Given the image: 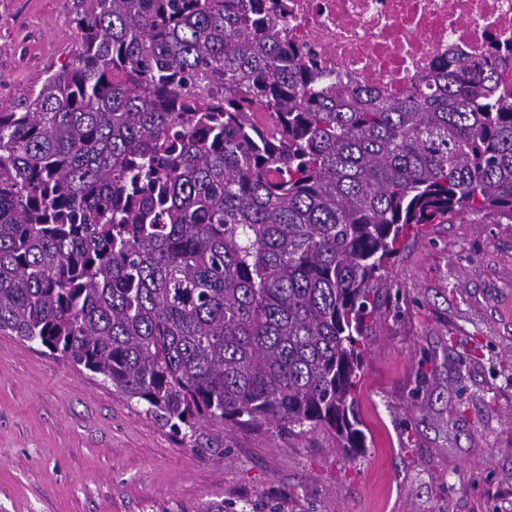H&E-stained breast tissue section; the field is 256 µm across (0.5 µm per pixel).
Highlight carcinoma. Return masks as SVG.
Masks as SVG:
<instances>
[{
  "label": "carcinoma",
  "instance_id": "1",
  "mask_svg": "<svg viewBox=\"0 0 512 512\" xmlns=\"http://www.w3.org/2000/svg\"><path fill=\"white\" fill-rule=\"evenodd\" d=\"M81 51L0 112V334L204 422L365 448L367 335L401 241L512 220V44L403 95L344 84L279 0H85Z\"/></svg>",
  "mask_w": 512,
  "mask_h": 512
}]
</instances>
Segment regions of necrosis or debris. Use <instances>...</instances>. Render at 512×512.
I'll list each match as a JSON object with an SVG mask.
<instances>
[{"instance_id":"obj_1","label":"necrosis or debris","mask_w":512,"mask_h":512,"mask_svg":"<svg viewBox=\"0 0 512 512\" xmlns=\"http://www.w3.org/2000/svg\"><path fill=\"white\" fill-rule=\"evenodd\" d=\"M279 26L345 82L405 93L437 65L512 43V0H282Z\"/></svg>"}]
</instances>
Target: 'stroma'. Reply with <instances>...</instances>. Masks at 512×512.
Wrapping results in <instances>:
<instances>
[{"instance_id": "stroma-1", "label": "stroma", "mask_w": 512, "mask_h": 512, "mask_svg": "<svg viewBox=\"0 0 512 512\" xmlns=\"http://www.w3.org/2000/svg\"><path fill=\"white\" fill-rule=\"evenodd\" d=\"M81 0H0V112L81 49ZM348 459L207 423L203 454L91 372L0 335V512H512V222L431 224L387 266Z\"/></svg>"}]
</instances>
